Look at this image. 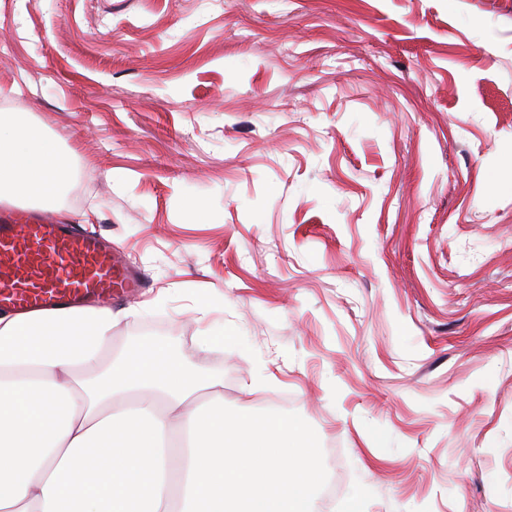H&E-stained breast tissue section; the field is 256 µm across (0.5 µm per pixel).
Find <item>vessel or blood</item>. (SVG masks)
Listing matches in <instances>:
<instances>
[{
	"label": "vessel or blood",
	"mask_w": 512,
	"mask_h": 512,
	"mask_svg": "<svg viewBox=\"0 0 512 512\" xmlns=\"http://www.w3.org/2000/svg\"><path fill=\"white\" fill-rule=\"evenodd\" d=\"M141 282L108 235L23 208L0 210V306L20 311L111 302Z\"/></svg>",
	"instance_id": "vessel-or-blood-1"
}]
</instances>
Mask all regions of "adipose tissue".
Masks as SVG:
<instances>
[{
    "label": "adipose tissue",
    "instance_id": "obj_1",
    "mask_svg": "<svg viewBox=\"0 0 512 512\" xmlns=\"http://www.w3.org/2000/svg\"><path fill=\"white\" fill-rule=\"evenodd\" d=\"M57 137L0 113V203L57 206ZM117 316L0 312V512H317L322 448L283 414L233 417L224 384L142 342L107 360Z\"/></svg>",
    "mask_w": 512,
    "mask_h": 512
}]
</instances>
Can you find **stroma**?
Wrapping results in <instances>:
<instances>
[{"instance_id": "35a3bbf8", "label": "stroma", "mask_w": 512, "mask_h": 512, "mask_svg": "<svg viewBox=\"0 0 512 512\" xmlns=\"http://www.w3.org/2000/svg\"><path fill=\"white\" fill-rule=\"evenodd\" d=\"M1 111L149 282L114 352L337 440L323 512H512V0H0Z\"/></svg>"}]
</instances>
